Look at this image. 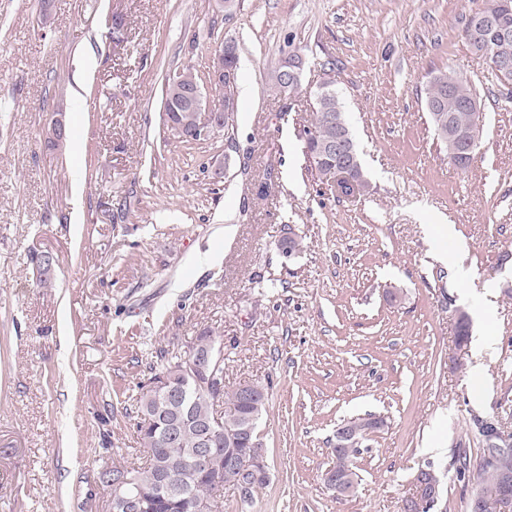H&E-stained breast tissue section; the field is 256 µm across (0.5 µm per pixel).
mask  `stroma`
<instances>
[{"label":"stroma","mask_w":512,"mask_h":512,"mask_svg":"<svg viewBox=\"0 0 512 512\" xmlns=\"http://www.w3.org/2000/svg\"><path fill=\"white\" fill-rule=\"evenodd\" d=\"M484 5L237 0L228 15L218 0H0V512H109L97 473L135 461L159 349L188 355L205 331L227 388L272 383L269 483L248 503L225 489L224 512H404L426 468L442 480L434 512H469L453 458L479 457L474 418L512 412V101L461 37ZM231 39L235 131L184 141L165 123V80L193 66L207 112L223 111L212 57ZM292 50L300 84L272 92ZM433 70L481 98L464 169L424 110ZM327 82L361 159L350 197L303 153ZM288 237L303 245L287 255ZM35 252L55 258L48 281ZM452 303L472 319L461 348ZM370 414L384 423L354 460L357 491L336 495V428Z\"/></svg>","instance_id":"stroma-1"}]
</instances>
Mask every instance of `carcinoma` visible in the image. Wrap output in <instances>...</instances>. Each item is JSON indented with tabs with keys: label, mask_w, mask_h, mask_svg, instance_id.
Segmentation results:
<instances>
[{
	"label": "carcinoma",
	"mask_w": 512,
	"mask_h": 512,
	"mask_svg": "<svg viewBox=\"0 0 512 512\" xmlns=\"http://www.w3.org/2000/svg\"><path fill=\"white\" fill-rule=\"evenodd\" d=\"M512 27V0H489L484 7ZM462 39L470 51L485 57L492 63L499 57L512 58V40L503 41L494 35L487 38L476 36L472 20H467L462 29ZM238 49L220 56L215 66L223 71L221 86L224 100L235 96L236 81L228 80V73L237 72ZM181 82L163 89L164 111L167 122L186 139L195 140V130L200 124V112L192 99V93L200 87L193 68L180 71ZM268 83L277 92L294 90L288 82V59L281 60L268 74ZM315 119L311 127L303 130V151L311 160L321 182L328 181V174L341 166L346 176L334 182L336 193L348 197L363 186V173L357 151L341 156L327 154L325 150L336 147L340 139L352 137L351 129L336 92L318 96ZM424 106L429 114L433 130L448 159H456L460 145L476 142L482 131L481 103L476 92L462 79L451 72L437 70L432 73L424 92ZM185 358L174 355L167 359L164 370L153 380L166 378L169 386L181 391L185 400L177 402L169 414L156 413V401L144 393L139 399L140 421L136 428L140 444L147 453V464L142 468L104 469L99 473L102 482L112 481V490H117L126 479H132L145 499V512H195L200 500H211L214 512H223L224 492L215 488L207 476L193 467L192 457L200 448L199 426L210 420L216 412V403L202 393L184 374ZM269 391L260 385V391L251 401L242 399L240 389L223 391V429L216 433L212 447L216 448L215 459L227 462L232 456H245L262 449L258 425L268 402ZM381 420L373 417H357L344 423L349 430V442L333 448V467L330 479L342 478L349 486L358 485V475L353 460L370 431L380 427ZM460 477L471 484L470 502L490 496L500 481L501 466L490 462L487 454L473 464L465 455L455 460ZM173 473L183 480L186 491L176 501L155 495L160 475ZM417 485H425L424 503L421 512H432L438 499L431 497L432 491L441 486L439 476L432 470H421L415 477Z\"/></svg>",
	"instance_id": "obj_1"
}]
</instances>
